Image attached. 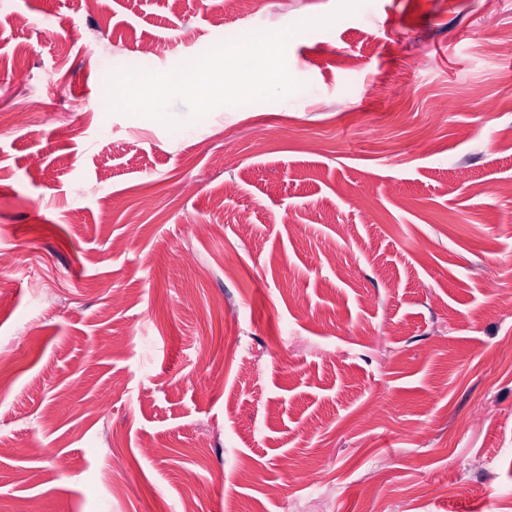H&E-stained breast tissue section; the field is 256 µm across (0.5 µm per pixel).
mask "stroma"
<instances>
[{"mask_svg": "<svg viewBox=\"0 0 512 512\" xmlns=\"http://www.w3.org/2000/svg\"><path fill=\"white\" fill-rule=\"evenodd\" d=\"M339 5L253 0L302 89L170 129L106 72L218 0H0V512H512V0Z\"/></svg>", "mask_w": 512, "mask_h": 512, "instance_id": "stroma-1", "label": "stroma"}]
</instances>
